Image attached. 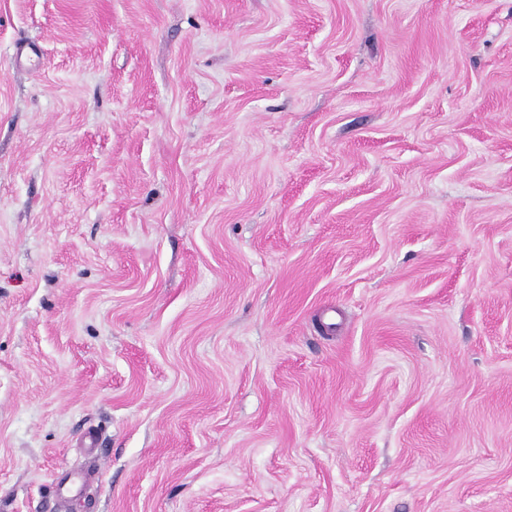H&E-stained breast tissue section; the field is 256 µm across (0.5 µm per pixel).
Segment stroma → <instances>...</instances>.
I'll use <instances>...</instances> for the list:
<instances>
[{"instance_id":"obj_1","label":"stroma","mask_w":512,"mask_h":512,"mask_svg":"<svg viewBox=\"0 0 512 512\" xmlns=\"http://www.w3.org/2000/svg\"><path fill=\"white\" fill-rule=\"evenodd\" d=\"M0 512H512V0H0Z\"/></svg>"}]
</instances>
